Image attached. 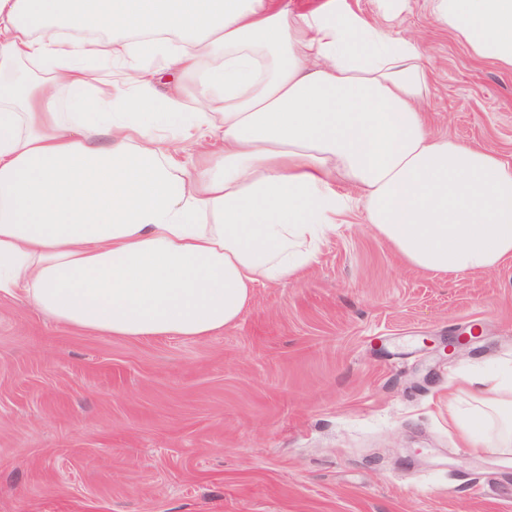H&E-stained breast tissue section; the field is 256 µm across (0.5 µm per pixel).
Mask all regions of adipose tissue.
<instances>
[{
	"instance_id": "adipose-tissue-1",
	"label": "adipose tissue",
	"mask_w": 512,
	"mask_h": 512,
	"mask_svg": "<svg viewBox=\"0 0 512 512\" xmlns=\"http://www.w3.org/2000/svg\"><path fill=\"white\" fill-rule=\"evenodd\" d=\"M407 6L0 0V293L90 332L202 338L354 210L416 270L496 268L512 163L432 130L433 73L394 30ZM432 17L512 73V0ZM462 394L461 439L511 448L512 364Z\"/></svg>"
}]
</instances>
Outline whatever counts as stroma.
I'll return each instance as SVG.
<instances>
[{
  "mask_svg": "<svg viewBox=\"0 0 512 512\" xmlns=\"http://www.w3.org/2000/svg\"><path fill=\"white\" fill-rule=\"evenodd\" d=\"M397 31L436 73L432 128L512 162V74L430 0ZM505 360L512 257L435 277L356 212L202 339L87 332L0 293V512H512V449L468 448L448 419L449 387Z\"/></svg>",
  "mask_w": 512,
  "mask_h": 512,
  "instance_id": "35a3bbf8",
  "label": "stroma"
}]
</instances>
